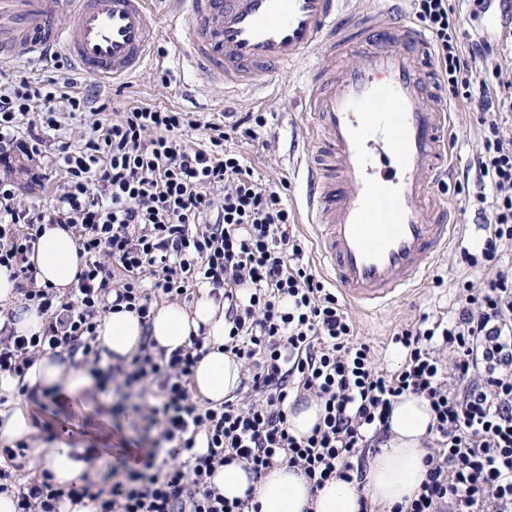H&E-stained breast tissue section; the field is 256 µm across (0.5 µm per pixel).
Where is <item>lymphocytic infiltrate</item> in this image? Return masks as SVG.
Returning <instances> with one entry per match:
<instances>
[{"mask_svg":"<svg viewBox=\"0 0 512 512\" xmlns=\"http://www.w3.org/2000/svg\"><path fill=\"white\" fill-rule=\"evenodd\" d=\"M484 2L469 0L464 32L453 0H412V10L452 100L508 113L512 92L475 68L493 53L481 31ZM74 85L70 77L0 84V163L17 151L45 156L60 113L94 111L92 94ZM266 124L260 112L228 130L213 123L193 147L182 137L199 126L190 113L138 105L96 121L78 141L58 140L53 170L32 176L63 173L49 208L22 204L15 181L0 177V266L22 300L50 317L42 334L0 338V375L23 377L45 351L100 358L106 313L134 311L146 325L158 298L183 299L203 283L224 293V350L244 367L233 398L204 405L190 395L203 337L169 353L141 346L107 372L117 394L142 403L152 437L140 467L109 487L40 474L18 493L16 512H62L67 500L88 501L91 512H249L248 500H226L208 485L216 467L235 461L257 476L285 463L316 488L360 484L367 455L391 437L394 403L410 393L434 415L427 470L415 497L390 512H512V274L498 267L512 244V132L491 122L471 163L468 203L485 234L460 261L482 277L462 283L450 321L424 317L395 332L404 358L388 370L314 273L309 241L290 233L294 217L280 192L226 146L231 134L254 139ZM48 224L74 229L82 260L62 296L38 285L28 261ZM293 393L324 410L300 438L289 430Z\"/></svg>","mask_w":512,"mask_h":512,"instance_id":"obj_1","label":"lymphocytic infiltrate"}]
</instances>
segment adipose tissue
Here are the masks:
<instances>
[{"instance_id": "obj_1", "label": "adipose tissue", "mask_w": 512, "mask_h": 512, "mask_svg": "<svg viewBox=\"0 0 512 512\" xmlns=\"http://www.w3.org/2000/svg\"><path fill=\"white\" fill-rule=\"evenodd\" d=\"M29 260L37 271L38 284L60 292L70 288L81 266L72 232L50 225ZM17 296L9 271L0 268V331L10 328L25 336L43 331L47 316L38 314L35 307L18 303ZM224 325V302L204 284L191 305H158L147 327L134 312L106 314L97 329V341L103 363L120 364L131 361L143 340L171 351L186 345L192 336L204 335L207 352L194 368L191 388L202 401L220 404L235 394L243 370L241 362L224 352ZM21 384L39 394L53 393L63 408L80 412L94 386V377L91 365L46 352L36 355L23 379L0 376V392L13 393ZM106 419V414H98L82 435L57 439L47 450L34 448L42 469L60 484L79 485L95 479L104 461L86 456L84 441L100 430ZM432 422L433 412L424 397H400L390 418L391 437L370 459L361 485L333 481L315 490L303 474L285 464L256 480L239 462L217 467L211 485L228 500L252 493L259 512H359L364 498L377 507L389 508L418 492L426 473V442Z\"/></svg>"}]
</instances>
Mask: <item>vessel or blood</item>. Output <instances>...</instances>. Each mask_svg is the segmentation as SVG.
<instances>
[{"mask_svg": "<svg viewBox=\"0 0 512 512\" xmlns=\"http://www.w3.org/2000/svg\"><path fill=\"white\" fill-rule=\"evenodd\" d=\"M190 0L171 20L182 58L219 84L305 65L316 155L304 171L306 224L324 277L348 305L377 312L408 294L445 251L457 217L433 197L450 165L451 114L428 65V37L402 0ZM150 0H0V63L66 52L103 82L153 61ZM354 57L350 67L340 58Z\"/></svg>", "mask_w": 512, "mask_h": 512, "instance_id": "1", "label": "vessel or blood"}]
</instances>
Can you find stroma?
Returning a JSON list of instances; mask_svg holds the SVG:
<instances>
[{"instance_id": "stroma-1", "label": "stroma", "mask_w": 512, "mask_h": 512, "mask_svg": "<svg viewBox=\"0 0 512 512\" xmlns=\"http://www.w3.org/2000/svg\"><path fill=\"white\" fill-rule=\"evenodd\" d=\"M153 9L159 30L154 53L161 62L131 78L106 86L110 115L116 117L132 106L151 104L194 113L202 125L206 122L229 125L245 113H264L267 124L257 139L236 135L229 145L244 157L256 179L273 190H285L289 209L299 211L303 185L291 173L288 152L293 149L307 158L316 150L314 141L301 136L304 124L301 103L306 94L302 73L287 70L261 77L260 82L266 87L262 97L211 85L204 75L178 68L175 64L178 48L165 34L174 9L171 0H157ZM0 69L6 77L20 80L61 79L73 72L69 59L62 53L44 61L9 63ZM492 119L489 112L459 106L454 109V124L448 139L453 170L445 186L436 188L435 193L449 210L458 213L462 221L457 230V242L441 255L421 287L393 303L386 311L377 315L355 308L350 311L358 338L373 345L384 368L396 369L401 360V347L392 341L394 332L401 326L417 322L425 314L434 321L451 317L457 283L471 274L470 269L461 265L460 252L475 248L484 234V223L475 210L467 206L464 194L458 191V183L479 153L484 125ZM90 402L94 408L107 410L110 420L104 427V436L89 440L87 450L103 451L110 447L116 436L139 444L142 422L130 409L121 408L112 383L98 384Z\"/></svg>"}]
</instances>
